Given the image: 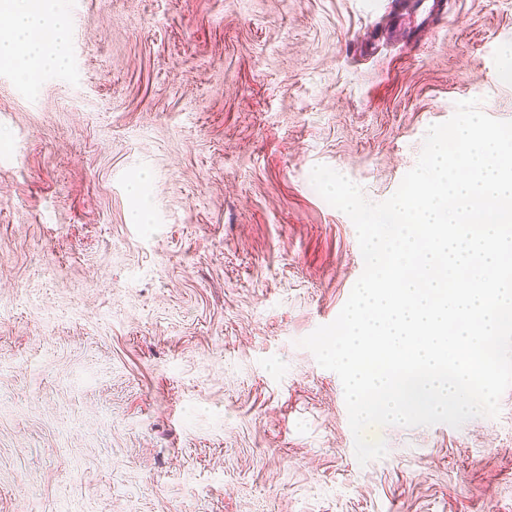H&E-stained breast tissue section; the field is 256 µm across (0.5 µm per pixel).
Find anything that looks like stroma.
Instances as JSON below:
<instances>
[{"mask_svg":"<svg viewBox=\"0 0 512 512\" xmlns=\"http://www.w3.org/2000/svg\"><path fill=\"white\" fill-rule=\"evenodd\" d=\"M401 2L63 0L67 66L0 64V512H512V388L362 465L297 345L364 268L312 168L380 203L512 120V0Z\"/></svg>","mask_w":512,"mask_h":512,"instance_id":"stroma-1","label":"stroma"}]
</instances>
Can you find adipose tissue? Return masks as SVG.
I'll list each match as a JSON object with an SVG mask.
<instances>
[{
  "instance_id": "1",
  "label": "adipose tissue",
  "mask_w": 512,
  "mask_h": 512,
  "mask_svg": "<svg viewBox=\"0 0 512 512\" xmlns=\"http://www.w3.org/2000/svg\"><path fill=\"white\" fill-rule=\"evenodd\" d=\"M41 0H5L4 10L13 18L7 35L0 36V62L13 65L28 85H35L41 74L65 66L69 16L60 4L44 8ZM49 29L45 40L34 34Z\"/></svg>"
}]
</instances>
